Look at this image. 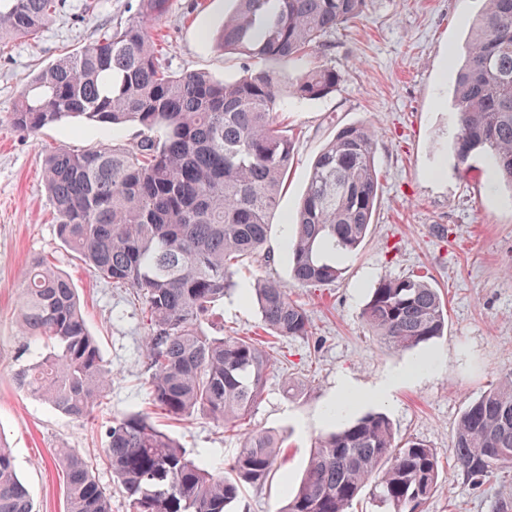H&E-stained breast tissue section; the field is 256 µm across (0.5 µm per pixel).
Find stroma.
<instances>
[{"mask_svg":"<svg viewBox=\"0 0 512 512\" xmlns=\"http://www.w3.org/2000/svg\"><path fill=\"white\" fill-rule=\"evenodd\" d=\"M139 0H62L37 37L14 39L0 53V439L9 446L35 512H64L65 476L54 453L78 451L93 463L112 512H129L125 493L104 463L105 427L112 417L147 411L146 329L130 289L97 277L61 240L58 204L43 182L46 150L82 151L103 144L131 147L137 130L107 134L72 120L32 134L12 114L23 87L41 69L96 41L109 28L138 21ZM484 0H370L364 18L337 31L327 63L342 75L336 93L319 100L284 99L277 108L292 134L295 159L270 216L265 254L246 262L235 288L216 303L210 320L231 336L265 340L257 309L242 299L257 277L288 281L287 222L304 193L312 161L336 129L367 124L377 134L380 176L374 222L362 247L333 285L296 288L310 311L313 336L276 342L280 362L261 399L230 432L195 414L164 428L184 447L232 462L242 433L272 431L283 441L271 483L246 487L230 512H275L298 484L318 435L333 429L326 413L342 382L361 398L350 418L385 414L399 436L423 441L441 463L439 484L423 512H496L512 500V470L471 485L453 462V437L466 407L512 373V190H489L480 161L458 172L448 137L456 67ZM232 0H170L149 23L161 62L175 73L205 72L235 79L256 60L220 49L214 40ZM44 258L78 291L87 327L112 368V385L94 417L73 420L13 385L17 311L28 263ZM422 275L438 288L448 311L444 336L402 354L389 351L361 321L373 285L384 276ZM438 365L403 375L423 354Z\"/></svg>","mask_w":512,"mask_h":512,"instance_id":"35a3bbf8","label":"stroma"}]
</instances>
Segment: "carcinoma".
Instances as JSON below:
<instances>
[{"mask_svg":"<svg viewBox=\"0 0 512 512\" xmlns=\"http://www.w3.org/2000/svg\"><path fill=\"white\" fill-rule=\"evenodd\" d=\"M217 36L226 51L287 63L313 57L291 81L268 69L234 80L163 66L147 31L170 0H140L142 20L39 71L22 91L13 122L36 133L69 119L101 130L138 128L131 148L104 144L51 150L45 185L58 204V232L101 279L130 288L148 319L144 346L150 404L180 419L194 413L232 429L261 398L275 351L249 336L207 332L246 259L261 256L268 215L294 162V143L276 120L284 98L319 99L336 90L323 61L340 28L368 0H235ZM456 73L452 145L457 166L479 156L487 184L512 191V0H486ZM60 0H0V47L40 33ZM375 131L341 126L310 166L286 247L292 285L321 288L364 243L379 192ZM263 329L277 339L312 336L308 310L289 286L257 279L248 288ZM382 344L405 352L443 335L439 291L420 275L382 277L361 312ZM17 368L26 394L76 421L90 418L112 384V368L86 327L69 278L32 261L19 312ZM105 460L130 512H226L247 486L266 483L282 441L271 431L243 436L229 468L182 447L151 413L114 416ZM453 460L472 483L512 468V374L460 417ZM65 512H112L89 462L59 451ZM440 463L418 439L396 438L386 415L370 413L320 436L299 484L277 512H353L365 487L381 512H421ZM0 512H34L26 483L0 445Z\"/></svg>","mask_w":512,"mask_h":512,"instance_id":"carcinoma-1","label":"carcinoma"}]
</instances>
